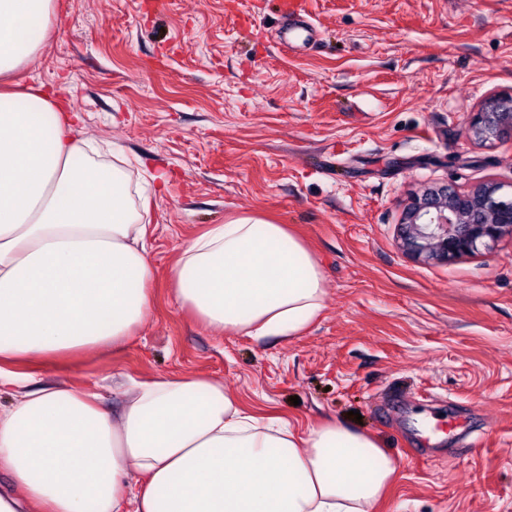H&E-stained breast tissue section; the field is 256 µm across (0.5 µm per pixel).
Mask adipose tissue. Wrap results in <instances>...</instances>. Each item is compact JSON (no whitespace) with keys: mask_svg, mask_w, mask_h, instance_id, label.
<instances>
[{"mask_svg":"<svg viewBox=\"0 0 512 512\" xmlns=\"http://www.w3.org/2000/svg\"><path fill=\"white\" fill-rule=\"evenodd\" d=\"M54 0H0V471L40 512H375L397 476L340 422L298 432L245 414L207 376L136 382L110 414L96 392L37 385L21 363L119 347L142 323L154 268L121 153L104 166L82 117L14 75L41 55ZM173 298L215 335L293 336L325 277L284 224L244 215L184 243Z\"/></svg>","mask_w":512,"mask_h":512,"instance_id":"obj_1","label":"adipose tissue"}]
</instances>
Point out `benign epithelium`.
Segmentation results:
<instances>
[{
  "mask_svg": "<svg viewBox=\"0 0 512 512\" xmlns=\"http://www.w3.org/2000/svg\"><path fill=\"white\" fill-rule=\"evenodd\" d=\"M512 135V93L490 97L465 129V137L492 144ZM495 180L470 189L448 186L414 194L403 210L401 247L420 263L448 264L478 245L512 236V197Z\"/></svg>",
  "mask_w": 512,
  "mask_h": 512,
  "instance_id": "obj_1",
  "label": "benign epithelium"
}]
</instances>
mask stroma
I'll return each instance as SVG.
<instances>
[{
	"mask_svg": "<svg viewBox=\"0 0 512 512\" xmlns=\"http://www.w3.org/2000/svg\"><path fill=\"white\" fill-rule=\"evenodd\" d=\"M238 2L240 25L226 0H56L19 80L122 149L132 183L167 182L151 192L144 321L121 347L40 365L41 381L205 374L247 413L376 438L399 470L377 512H512V237L448 265L399 240L412 194L512 185V137L464 136L512 92V0H312L294 53L277 0ZM252 212L324 272L321 317L286 340L213 336L172 300L183 243Z\"/></svg>",
	"mask_w": 512,
	"mask_h": 512,
	"instance_id": "stroma-1",
	"label": "stroma"
}]
</instances>
